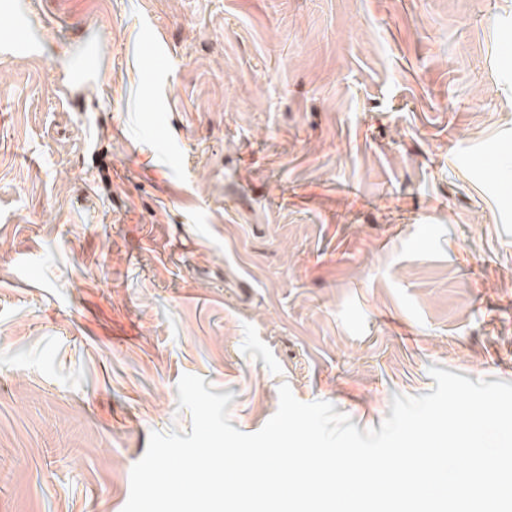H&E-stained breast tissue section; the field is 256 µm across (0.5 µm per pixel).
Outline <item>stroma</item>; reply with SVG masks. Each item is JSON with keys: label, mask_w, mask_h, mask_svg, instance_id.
<instances>
[{"label": "stroma", "mask_w": 512, "mask_h": 512, "mask_svg": "<svg viewBox=\"0 0 512 512\" xmlns=\"http://www.w3.org/2000/svg\"><path fill=\"white\" fill-rule=\"evenodd\" d=\"M0 56V512H122L185 374L259 431L512 383V0H26ZM99 77L59 106L90 42ZM1 11L11 16L12 23L0 30V51L19 58L35 56L39 46L30 36L27 15L18 1L2 0Z\"/></svg>", "instance_id": "stroma-1"}]
</instances>
